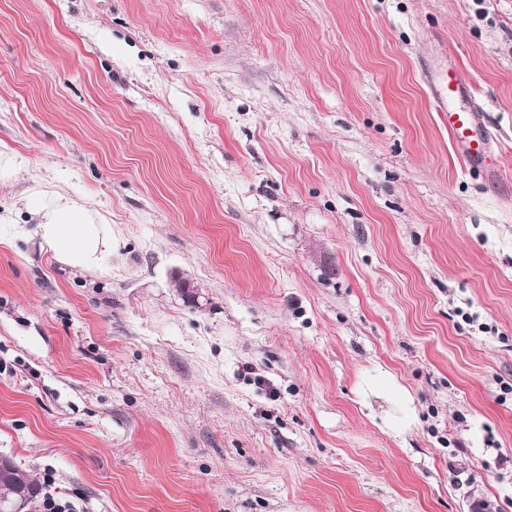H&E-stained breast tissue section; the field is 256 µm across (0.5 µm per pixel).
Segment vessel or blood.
I'll return each mask as SVG.
<instances>
[{"mask_svg":"<svg viewBox=\"0 0 512 512\" xmlns=\"http://www.w3.org/2000/svg\"><path fill=\"white\" fill-rule=\"evenodd\" d=\"M435 110L447 125L455 151L469 167L479 168L487 177L498 175L488 162L496 143L486 115L469 93V84L457 68L427 78Z\"/></svg>","mask_w":512,"mask_h":512,"instance_id":"obj_1","label":"vessel or blood"}]
</instances>
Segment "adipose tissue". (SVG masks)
I'll use <instances>...</instances> for the list:
<instances>
[{
  "label": "adipose tissue",
  "mask_w": 512,
  "mask_h": 512,
  "mask_svg": "<svg viewBox=\"0 0 512 512\" xmlns=\"http://www.w3.org/2000/svg\"><path fill=\"white\" fill-rule=\"evenodd\" d=\"M26 209L38 219L43 240L61 263L78 270L102 271L112 263V227L67 195L34 192L25 199ZM367 391H382L394 408L388 426L401 431L411 420L414 407L409 392L387 371L370 378Z\"/></svg>",
  "instance_id": "1"
}]
</instances>
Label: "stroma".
<instances>
[{"label": "stroma", "mask_w": 512, "mask_h": 512, "mask_svg": "<svg viewBox=\"0 0 512 512\" xmlns=\"http://www.w3.org/2000/svg\"><path fill=\"white\" fill-rule=\"evenodd\" d=\"M0 150V455L73 512H512V0H0ZM427 83L440 119L448 126L455 151L471 168H480L489 178L499 179L498 168L488 163L497 145L486 115L469 94V84L457 68L446 75H429ZM43 240L61 263L78 270L103 271L112 263V226L98 215L60 192L25 197ZM364 392L382 391L392 400L394 408L388 426L395 432L404 429L411 420L414 407L409 392L399 384L396 378L384 370H379L375 376L365 383Z\"/></svg>", "instance_id": "stroma-1"}]
</instances>
